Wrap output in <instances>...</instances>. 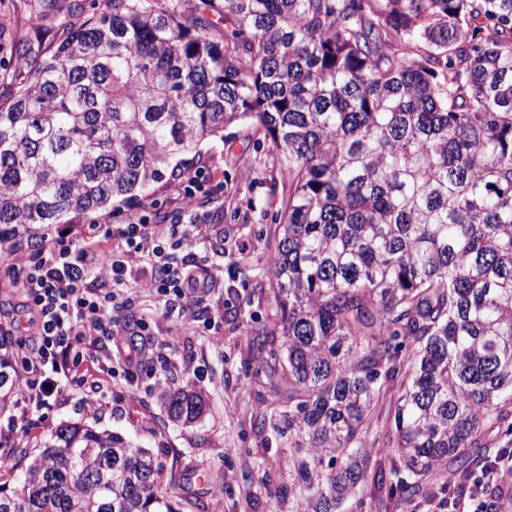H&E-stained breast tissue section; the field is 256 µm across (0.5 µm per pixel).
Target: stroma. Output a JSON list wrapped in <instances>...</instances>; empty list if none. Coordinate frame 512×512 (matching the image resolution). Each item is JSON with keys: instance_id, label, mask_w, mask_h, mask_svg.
Instances as JSON below:
<instances>
[{"instance_id": "stroma-1", "label": "stroma", "mask_w": 512, "mask_h": 512, "mask_svg": "<svg viewBox=\"0 0 512 512\" xmlns=\"http://www.w3.org/2000/svg\"><path fill=\"white\" fill-rule=\"evenodd\" d=\"M108 7V0H0V101L26 72L28 50L50 58L90 14ZM279 168L277 152L250 121L201 145L185 166L187 173H204L206 192L197 207L207 215L206 238L195 254L209 261L216 278L197 304L201 321L177 329L162 316L159 299L139 288L128 300L129 315L146 323L152 340L163 345L166 385L144 371L127 381L116 360H87L26 433L0 437V457L25 462L60 426L81 423L160 452L170 473L163 489L183 504L193 494L207 512H294L299 496L288 474V443L255 428L263 407L247 374L249 337L275 320L267 262L288 195ZM182 206L178 182L165 180L129 208L170 218ZM186 384L203 397L205 411L190 423L170 420L162 394ZM397 397L392 389L379 399L364 435L370 467L393 458L386 434ZM183 512L194 510L184 504Z\"/></svg>"}]
</instances>
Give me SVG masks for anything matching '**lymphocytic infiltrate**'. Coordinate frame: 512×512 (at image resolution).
Masks as SVG:
<instances>
[{
    "label": "lymphocytic infiltrate",
    "mask_w": 512,
    "mask_h": 512,
    "mask_svg": "<svg viewBox=\"0 0 512 512\" xmlns=\"http://www.w3.org/2000/svg\"><path fill=\"white\" fill-rule=\"evenodd\" d=\"M203 189L201 176L186 178L184 212L170 223L154 222L142 210L120 224H70L33 252L16 256L10 283L20 302L0 311V391L14 397L16 411L1 429L25 431L28 419L58 396L62 379L90 357L91 339L106 340L127 375L151 369L154 348L136 341L142 325L122 314L130 290L155 291L179 326L193 320V307L210 290L213 275L207 264L178 261L176 252L204 238V216L195 206ZM142 264L150 271L141 279L134 269ZM506 475L512 476L511 449L498 452L481 476L469 478L465 512H484L488 481Z\"/></svg>",
    "instance_id": "lymphocytic-infiltrate-1"
}]
</instances>
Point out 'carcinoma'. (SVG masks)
Wrapping results in <instances>:
<instances>
[{
	"label": "carcinoma",
	"instance_id": "1",
	"mask_svg": "<svg viewBox=\"0 0 512 512\" xmlns=\"http://www.w3.org/2000/svg\"><path fill=\"white\" fill-rule=\"evenodd\" d=\"M245 120L289 185L277 317L251 337L256 426L288 436L298 512H338L398 388L377 477L406 512L433 471L464 481L512 432V0H111L0 104V257L181 177ZM164 407L192 421L205 403L176 390ZM163 470L63 425L0 512H179Z\"/></svg>",
	"mask_w": 512,
	"mask_h": 512
}]
</instances>
